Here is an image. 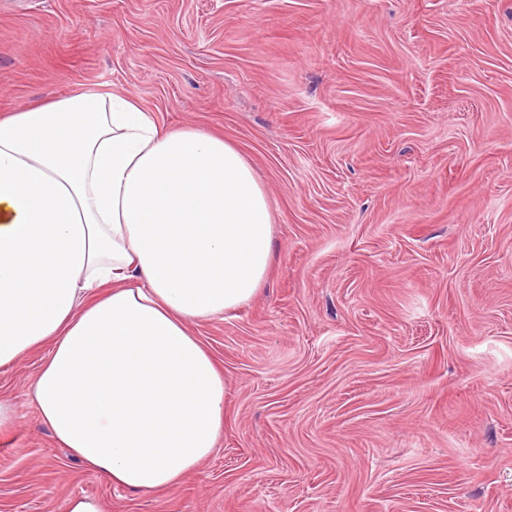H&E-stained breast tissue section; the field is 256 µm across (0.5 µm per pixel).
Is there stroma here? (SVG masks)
I'll return each mask as SVG.
<instances>
[{"instance_id": "obj_1", "label": "stroma", "mask_w": 512, "mask_h": 512, "mask_svg": "<svg viewBox=\"0 0 512 512\" xmlns=\"http://www.w3.org/2000/svg\"><path fill=\"white\" fill-rule=\"evenodd\" d=\"M118 91L233 144L273 215L247 305L192 325L216 452L131 492L0 369V512H512V0H0V114Z\"/></svg>"}]
</instances>
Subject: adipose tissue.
Returning <instances> with one entry per match:
<instances>
[{
	"instance_id": "1",
	"label": "adipose tissue",
	"mask_w": 512,
	"mask_h": 512,
	"mask_svg": "<svg viewBox=\"0 0 512 512\" xmlns=\"http://www.w3.org/2000/svg\"><path fill=\"white\" fill-rule=\"evenodd\" d=\"M273 251L220 137L116 91L0 116V368L49 347L39 416L112 485L163 491L213 454L227 383L190 327L248 304Z\"/></svg>"
}]
</instances>
